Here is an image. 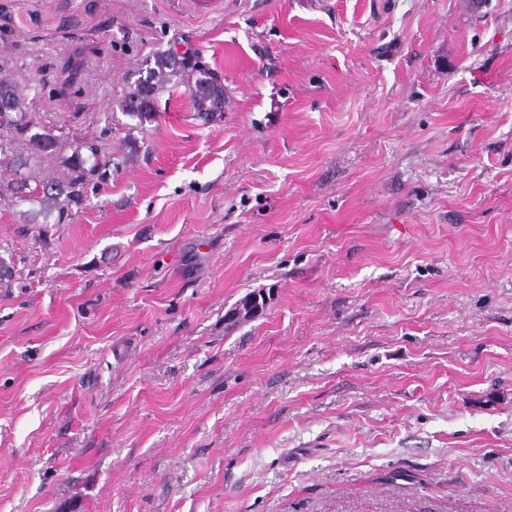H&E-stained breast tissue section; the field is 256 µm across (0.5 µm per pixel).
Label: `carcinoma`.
<instances>
[{"instance_id": "carcinoma-1", "label": "carcinoma", "mask_w": 512, "mask_h": 512, "mask_svg": "<svg viewBox=\"0 0 512 512\" xmlns=\"http://www.w3.org/2000/svg\"><path fill=\"white\" fill-rule=\"evenodd\" d=\"M147 80L150 88L144 96L131 92L122 104L127 115L139 122L151 121L158 111L160 93L173 82L188 84L192 107L197 118L209 122L224 112V104L212 94L211 69L195 65L186 68L161 53L146 60ZM51 82L49 72L41 70L19 87L0 79V208L14 209L28 203L40 205L38 210L21 212L23 223L34 224L38 216L49 218L57 213L56 223L71 216L73 208H81L89 192L99 182L86 179V173L101 168L103 174L112 173V160L105 158L96 139H83L76 143L71 154H61L60 136L49 132L32 133L34 123L28 117L27 89L40 92ZM60 156L66 175L60 180L35 179L24 173L39 158Z\"/></svg>"}]
</instances>
